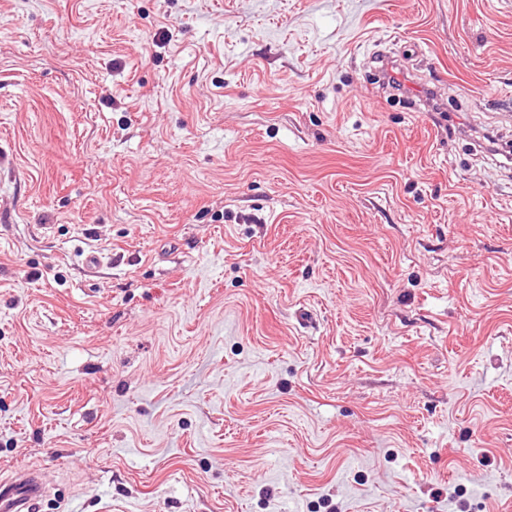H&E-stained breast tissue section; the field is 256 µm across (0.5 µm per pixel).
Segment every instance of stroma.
<instances>
[{"label":"stroma","mask_w":512,"mask_h":512,"mask_svg":"<svg viewBox=\"0 0 512 512\" xmlns=\"http://www.w3.org/2000/svg\"><path fill=\"white\" fill-rule=\"evenodd\" d=\"M483 130L512 152V0H0V481L38 468L39 512H512Z\"/></svg>","instance_id":"35a3bbf8"}]
</instances>
